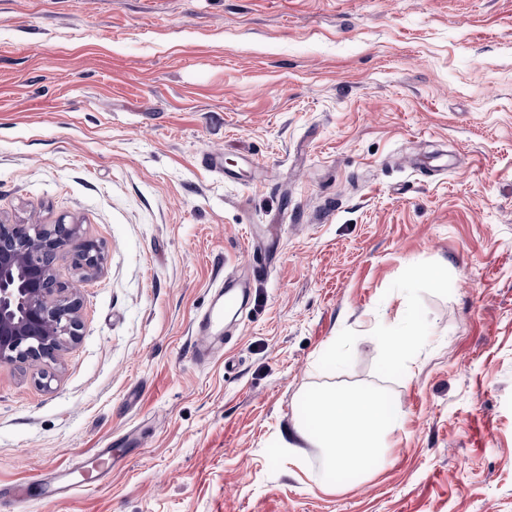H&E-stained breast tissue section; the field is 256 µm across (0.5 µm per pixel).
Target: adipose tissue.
Listing matches in <instances>:
<instances>
[{"label":"adipose tissue","instance_id":"obj_1","mask_svg":"<svg viewBox=\"0 0 512 512\" xmlns=\"http://www.w3.org/2000/svg\"><path fill=\"white\" fill-rule=\"evenodd\" d=\"M414 318H406L395 330H387L377 341L386 362L396 367L419 342ZM305 417L288 429V439H301L321 448L327 474L365 473L387 453L388 439L402 429L405 416L394 400L366 390L317 391L304 401Z\"/></svg>","mask_w":512,"mask_h":512}]
</instances>
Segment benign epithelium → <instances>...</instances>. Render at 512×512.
<instances>
[{
  "mask_svg": "<svg viewBox=\"0 0 512 512\" xmlns=\"http://www.w3.org/2000/svg\"><path fill=\"white\" fill-rule=\"evenodd\" d=\"M69 258L77 279L57 281L56 264ZM104 255L81 225L0 222V363H56L77 342L82 299L77 284L98 275Z\"/></svg>",
  "mask_w": 512,
  "mask_h": 512,
  "instance_id": "benign-epithelium-1",
  "label": "benign epithelium"
}]
</instances>
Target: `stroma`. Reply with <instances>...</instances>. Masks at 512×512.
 I'll list each match as a JSON object with an SVG mask.
<instances>
[{
	"label": "stroma",
	"mask_w": 512,
	"mask_h": 512,
	"mask_svg": "<svg viewBox=\"0 0 512 512\" xmlns=\"http://www.w3.org/2000/svg\"><path fill=\"white\" fill-rule=\"evenodd\" d=\"M62 216L105 263L56 365L0 364L24 512H512V0H0V218ZM319 388L405 413L329 489L280 446ZM109 442L97 490L39 500ZM216 288L219 289L211 304L196 317L193 324L195 340L192 355L200 362L208 360L214 350L224 343V311L236 313L244 303L245 290L240 289V297L235 283L225 280ZM385 352L386 364L400 366L415 344L421 339L416 320L409 316L396 330H385L381 336H375Z\"/></svg>",
	"instance_id": "1"
}]
</instances>
